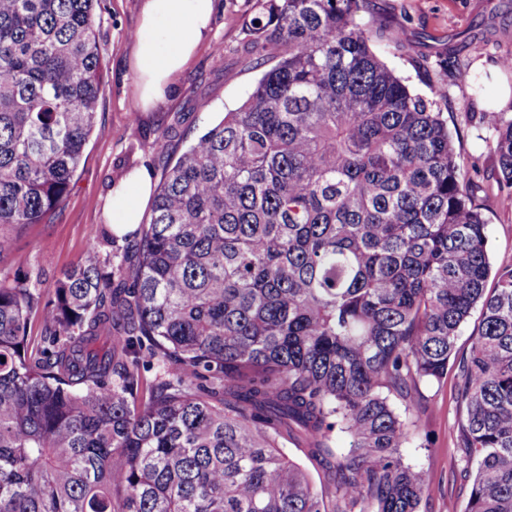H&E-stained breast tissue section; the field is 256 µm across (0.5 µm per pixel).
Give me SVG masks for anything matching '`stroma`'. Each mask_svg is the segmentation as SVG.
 Returning a JSON list of instances; mask_svg holds the SVG:
<instances>
[{
  "mask_svg": "<svg viewBox=\"0 0 512 512\" xmlns=\"http://www.w3.org/2000/svg\"><path fill=\"white\" fill-rule=\"evenodd\" d=\"M208 36L176 78L166 99L146 109L139 101L134 71L133 32L139 28L143 0H100L102 24L99 42L107 66L96 127L84 159L62 208L49 222L23 229L4 227L0 235L9 247L0 253V274L25 276L51 292L56 281L77 262L87 246L100 239L105 222L104 203L112 184L135 167L145 166L161 177L206 126L236 109L253 87L260 71L246 48V28L254 15V0H215ZM500 7L512 11V0H367L363 20H386L408 34L403 46L378 40L380 59L422 95L432 89L443 93L442 109L453 137L457 160L463 167L479 165L487 191H495L497 172L486 161L496 133L491 126L472 120L498 96L501 84L512 86V73L499 60L512 53V18L494 42L474 43L463 53L471 74L485 78L484 91H476L455 72L440 68L448 41ZM425 61L417 71L416 61ZM489 256L494 267L512 266V211L487 198ZM419 393L427 410L410 414L412 441L407 461L429 469L430 495L421 512H464L470 483L456 446L454 423L459 416L456 379L423 382Z\"/></svg>",
  "mask_w": 512,
  "mask_h": 512,
  "instance_id": "obj_1",
  "label": "stroma"
}]
</instances>
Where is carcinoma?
<instances>
[{"label":"carcinoma","instance_id":"carcinoma-1","mask_svg":"<svg viewBox=\"0 0 512 512\" xmlns=\"http://www.w3.org/2000/svg\"><path fill=\"white\" fill-rule=\"evenodd\" d=\"M366 2L255 0L264 71L168 167L150 222L104 225L48 298L0 279V512H420L403 414L450 368L466 512H512V267L490 277L440 95L377 57ZM97 3L0 0L1 227L70 192L104 83ZM459 37L443 63L469 79L479 33ZM496 131L512 208V121Z\"/></svg>","mask_w":512,"mask_h":512}]
</instances>
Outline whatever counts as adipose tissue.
I'll return each mask as SVG.
<instances>
[{"mask_svg": "<svg viewBox=\"0 0 512 512\" xmlns=\"http://www.w3.org/2000/svg\"><path fill=\"white\" fill-rule=\"evenodd\" d=\"M214 8V0H144L135 45V72L142 105L155 104L165 97L207 35ZM154 187L153 175L145 167L130 171L112 187L105 209L116 234H124L141 223Z\"/></svg>", "mask_w": 512, "mask_h": 512, "instance_id": "ef3b65f1", "label": "adipose tissue"}]
</instances>
